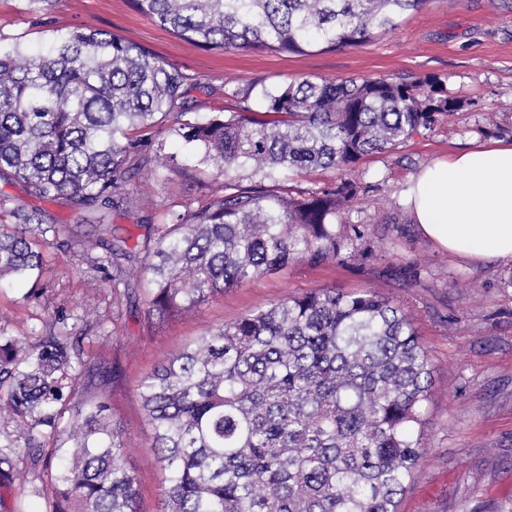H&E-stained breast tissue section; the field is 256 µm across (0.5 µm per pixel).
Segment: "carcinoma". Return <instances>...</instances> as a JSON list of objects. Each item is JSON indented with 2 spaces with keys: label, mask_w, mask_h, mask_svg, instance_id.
Segmentation results:
<instances>
[{
  "label": "carcinoma",
  "mask_w": 512,
  "mask_h": 512,
  "mask_svg": "<svg viewBox=\"0 0 512 512\" xmlns=\"http://www.w3.org/2000/svg\"><path fill=\"white\" fill-rule=\"evenodd\" d=\"M202 48L304 54L357 47L426 0H131ZM194 83L140 45L70 30L46 51L0 47V181L27 197L92 214L138 203L127 189L157 159L165 130L224 175L219 193L163 207L142 241L128 232L68 242L66 225L0 193V287L47 273L38 242L74 245L120 301L146 275V312L186 313L290 264L375 256L362 224H339L361 191L366 156L432 131L458 100L437 80L304 79L262 89L263 112L190 111ZM333 169L336 181L291 194L285 177ZM118 365L79 336L34 343L0 320V486L17 450L59 442L50 512H137L124 431L110 413ZM433 368L401 302L374 289L317 288L205 332L140 383L151 447L168 484L162 512H399L422 457Z\"/></svg>",
  "instance_id": "cac0c4a2"
}]
</instances>
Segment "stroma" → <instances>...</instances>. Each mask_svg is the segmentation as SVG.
Here are the masks:
<instances>
[{"instance_id": "1", "label": "stroma", "mask_w": 512, "mask_h": 512, "mask_svg": "<svg viewBox=\"0 0 512 512\" xmlns=\"http://www.w3.org/2000/svg\"><path fill=\"white\" fill-rule=\"evenodd\" d=\"M23 6V0H0V44L37 51L73 28L110 32L202 78L190 93L199 118L243 105L263 111L259 87L304 78H435L459 101L432 132L357 165L355 177L367 190L349 203L342 221L367 225L379 248L369 262L293 264L160 322L146 316L141 297L113 305L111 289L100 287L98 273L79 253L49 240L42 251L50 274L39 298L29 297L26 283L0 290V315L13 335L37 339L54 328L63 309L70 315L67 334L82 337L88 355L120 365L109 403L125 433L140 512H159L167 478L149 446L141 379L206 330L324 287L377 288L402 300L428 349L434 387L423 454L400 512H512V262L449 254L414 224L405 201L410 180L435 159L512 142V0H428L396 30L362 46L290 55L195 46L137 12L130 0H56L36 19ZM245 87L252 90L247 101L232 97L233 89ZM187 166L184 173L159 168L138 176L137 206L114 210L111 224H154L159 204L177 207L218 191L214 168L192 160ZM413 261L426 273L410 287L396 270ZM50 498L42 462L20 451L8 488L0 490V512H49Z\"/></svg>"}]
</instances>
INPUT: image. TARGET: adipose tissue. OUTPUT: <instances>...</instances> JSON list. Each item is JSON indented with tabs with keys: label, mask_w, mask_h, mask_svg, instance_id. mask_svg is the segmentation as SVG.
<instances>
[{
	"label": "adipose tissue",
	"mask_w": 512,
	"mask_h": 512,
	"mask_svg": "<svg viewBox=\"0 0 512 512\" xmlns=\"http://www.w3.org/2000/svg\"><path fill=\"white\" fill-rule=\"evenodd\" d=\"M405 195L414 223L448 253L512 260V143L434 161Z\"/></svg>",
	"instance_id": "obj_1"
}]
</instances>
